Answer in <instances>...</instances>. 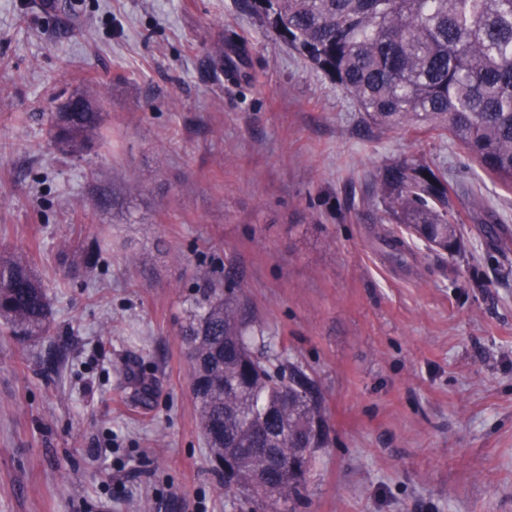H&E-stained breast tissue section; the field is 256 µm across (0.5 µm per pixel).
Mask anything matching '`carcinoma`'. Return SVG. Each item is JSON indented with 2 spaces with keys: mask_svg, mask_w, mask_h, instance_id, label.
Segmentation results:
<instances>
[{
  "mask_svg": "<svg viewBox=\"0 0 512 512\" xmlns=\"http://www.w3.org/2000/svg\"><path fill=\"white\" fill-rule=\"evenodd\" d=\"M384 129H425L458 144L512 189V0H238ZM102 113L56 112L51 140L79 153L105 140ZM386 240L400 254L420 241L454 250L448 179L428 163H391L377 175ZM99 251L73 254L92 269ZM52 308L23 248L0 252V323L27 338L49 332ZM182 336L199 426L214 459L231 448L249 502L294 512L316 451L327 441L324 397L300 364L272 350L248 304L198 271Z\"/></svg>",
  "mask_w": 512,
  "mask_h": 512,
  "instance_id": "carcinoma-1",
  "label": "carcinoma"
}]
</instances>
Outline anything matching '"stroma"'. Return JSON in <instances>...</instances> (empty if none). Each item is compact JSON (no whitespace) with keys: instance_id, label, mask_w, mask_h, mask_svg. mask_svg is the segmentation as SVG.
<instances>
[{"instance_id":"35a3bbf8","label":"stroma","mask_w":512,"mask_h":512,"mask_svg":"<svg viewBox=\"0 0 512 512\" xmlns=\"http://www.w3.org/2000/svg\"><path fill=\"white\" fill-rule=\"evenodd\" d=\"M47 2L0 0V248L30 249L53 312L35 341L0 325V512H267L224 493L181 336L230 256L324 396L297 512H512V191L365 124L237 0ZM95 87L107 142L50 145ZM396 161L446 173L456 252L385 246L371 187Z\"/></svg>"}]
</instances>
